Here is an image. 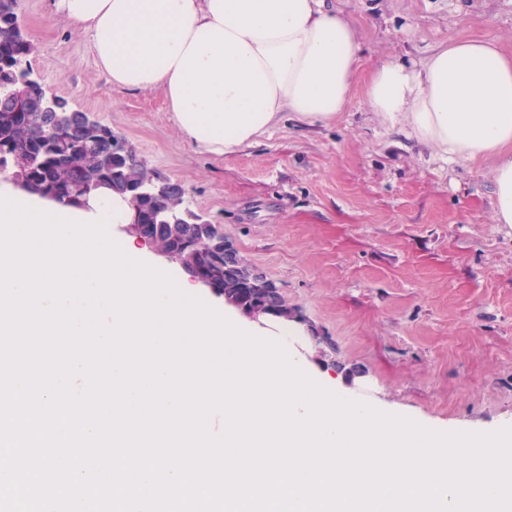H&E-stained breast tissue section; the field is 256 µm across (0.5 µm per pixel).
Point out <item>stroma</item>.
<instances>
[{"mask_svg": "<svg viewBox=\"0 0 512 512\" xmlns=\"http://www.w3.org/2000/svg\"><path fill=\"white\" fill-rule=\"evenodd\" d=\"M354 25L358 78L328 124L281 120L231 157L185 141L161 92L113 85L55 0H19L32 69L186 190L320 343L290 337L337 392L451 432L512 426V225L494 219L493 161L444 159L371 112L378 65H420L448 39L512 54V0H333Z\"/></svg>", "mask_w": 512, "mask_h": 512, "instance_id": "stroma-1", "label": "stroma"}]
</instances>
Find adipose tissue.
<instances>
[{
    "label": "adipose tissue",
    "instance_id": "obj_1",
    "mask_svg": "<svg viewBox=\"0 0 512 512\" xmlns=\"http://www.w3.org/2000/svg\"><path fill=\"white\" fill-rule=\"evenodd\" d=\"M113 84L161 91L181 135L229 157L283 115L344 111L357 79L353 25L326 0H56ZM372 112L451 159L494 160V218L512 224V56L452 40L418 68L388 62L365 85Z\"/></svg>",
    "mask_w": 512,
    "mask_h": 512
}]
</instances>
